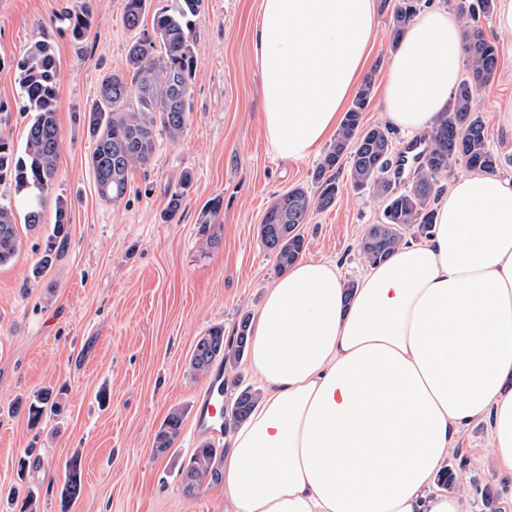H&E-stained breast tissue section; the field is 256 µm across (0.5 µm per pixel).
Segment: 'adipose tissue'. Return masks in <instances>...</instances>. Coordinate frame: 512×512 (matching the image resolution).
Wrapping results in <instances>:
<instances>
[{
  "label": "adipose tissue",
  "instance_id": "obj_1",
  "mask_svg": "<svg viewBox=\"0 0 512 512\" xmlns=\"http://www.w3.org/2000/svg\"><path fill=\"white\" fill-rule=\"evenodd\" d=\"M378 0H261L260 124L279 158L316 154L360 83ZM464 28L421 13L386 62L382 106L431 131L461 74ZM250 362L263 386L220 466L226 512H468L437 479L460 431L487 421L512 475V179L455 178L431 233L347 291L302 259L268 289Z\"/></svg>",
  "mask_w": 512,
  "mask_h": 512
}]
</instances>
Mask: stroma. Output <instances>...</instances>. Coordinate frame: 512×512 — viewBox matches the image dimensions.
I'll use <instances>...</instances> for the list:
<instances>
[{
  "label": "stroma",
  "instance_id": "35a3bbf8",
  "mask_svg": "<svg viewBox=\"0 0 512 512\" xmlns=\"http://www.w3.org/2000/svg\"><path fill=\"white\" fill-rule=\"evenodd\" d=\"M125 0H0V133L23 147L30 113L22 107L16 60L35 42L53 45L60 62L57 175L36 226L17 208L20 247L0 266V512H225L224 490L205 482L194 494L181 487L179 466L202 442L227 450L229 436L197 428L196 402L208 387L190 358L197 339L215 325L232 342L243 315L256 314L278 278L259 226L288 190L316 193L320 156L276 158L259 124L261 77L251 53L260 0H203L194 19L197 68L183 137L158 135L148 166L130 177L126 197L102 200L91 167L93 140L84 115L107 72L124 70L131 34L122 22ZM396 0H380L374 60L367 71L375 92L364 114L384 124L382 62L391 51ZM90 7L93 26L73 39L66 11ZM479 28L499 46L493 82L476 111L498 155L499 175L512 179V131L497 114L512 101V40L494 18ZM194 184L176 214L168 191L183 173ZM335 205L301 225L304 258L336 265L343 282L368 269L359 245L380 222L383 203L353 189L347 170ZM70 206L69 244L40 278L32 269L55 222V199ZM215 223L202 224L213 198ZM60 390L64 410L30 427L20 400ZM183 410L181 433L166 453L154 438L169 412ZM487 424L467 427L448 461L465 487L470 512H488L486 498L503 503L512 476L496 472L485 448ZM80 461L82 493L65 499L67 463Z\"/></svg>",
  "mask_w": 512,
  "mask_h": 512
}]
</instances>
